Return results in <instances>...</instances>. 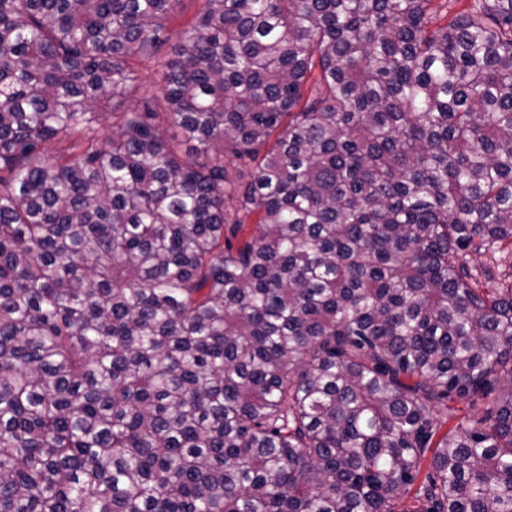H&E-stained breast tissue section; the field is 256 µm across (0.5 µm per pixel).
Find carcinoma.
<instances>
[{
    "label": "carcinoma",
    "mask_w": 512,
    "mask_h": 512,
    "mask_svg": "<svg viewBox=\"0 0 512 512\" xmlns=\"http://www.w3.org/2000/svg\"><path fill=\"white\" fill-rule=\"evenodd\" d=\"M433 2L0 0V512H512V0ZM472 267L480 268L482 265H491L493 267L492 271L495 274V281H486V285L488 286H497L499 279L504 278L506 274L512 273V256L510 251L506 250L503 253L496 254V261L492 262L490 255H479L474 254L472 261L470 262ZM487 405L485 403L477 404L475 408H471L468 403L455 398L454 401L448 402V409H440L437 417L441 421H446V424L442 427L441 431H446L452 428L459 420L467 416L473 419V417H480L486 410Z\"/></svg>",
    "instance_id": "obj_1"
}]
</instances>
